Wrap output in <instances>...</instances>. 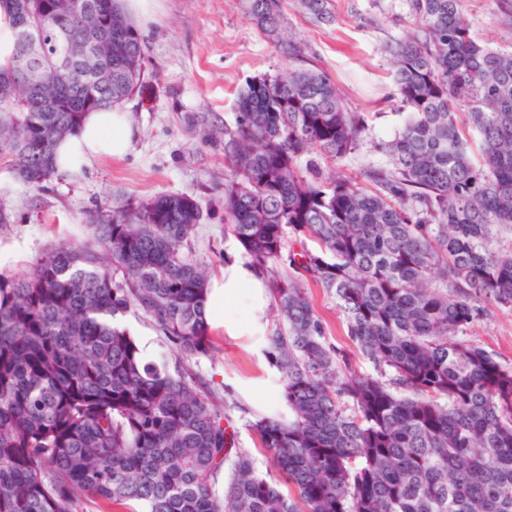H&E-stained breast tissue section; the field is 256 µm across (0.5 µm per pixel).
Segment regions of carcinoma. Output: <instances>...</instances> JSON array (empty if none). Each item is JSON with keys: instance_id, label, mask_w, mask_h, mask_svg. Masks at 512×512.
Here are the masks:
<instances>
[{"instance_id": "obj_1", "label": "carcinoma", "mask_w": 512, "mask_h": 512, "mask_svg": "<svg viewBox=\"0 0 512 512\" xmlns=\"http://www.w3.org/2000/svg\"><path fill=\"white\" fill-rule=\"evenodd\" d=\"M7 2L15 33L20 4L39 16L33 90L48 104L6 92L24 76L0 64V158L39 190L84 113L141 90L143 41L121 0ZM280 4L248 0L249 17L275 35ZM329 5L302 0L319 21ZM407 5L417 28L388 47L403 123L362 181L326 169L369 125L322 70L246 80L224 126V234L282 319L265 355L288 417L248 426L289 494L257 472L236 403L196 369L214 350L208 275L190 254L202 210L161 194L97 211L93 241L0 278V512H77L87 499L142 512H512V368L467 336L490 308L512 310V247L491 245L512 231V44L477 42L464 0ZM94 24L100 70L52 78ZM299 270L333 292L377 375L327 341ZM131 310L171 360L143 356L120 327Z\"/></svg>"}]
</instances>
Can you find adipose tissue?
<instances>
[{
  "label": "adipose tissue",
  "instance_id": "1",
  "mask_svg": "<svg viewBox=\"0 0 512 512\" xmlns=\"http://www.w3.org/2000/svg\"><path fill=\"white\" fill-rule=\"evenodd\" d=\"M134 129L127 112L114 107L83 114L72 133L63 137L55 150L54 167L67 173L104 157L124 156L131 148ZM267 301L262 275L246 261L226 262L220 276L209 280L207 319L214 328L232 336H251L259 331L260 315ZM248 308L251 316L240 320L231 315L232 305Z\"/></svg>",
  "mask_w": 512,
  "mask_h": 512
}]
</instances>
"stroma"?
Instances as JSON below:
<instances>
[{"instance_id":"obj_1","label":"stroma","mask_w":512,"mask_h":512,"mask_svg":"<svg viewBox=\"0 0 512 512\" xmlns=\"http://www.w3.org/2000/svg\"><path fill=\"white\" fill-rule=\"evenodd\" d=\"M475 39L493 48L512 43V20L498 0H465ZM138 22L147 67L144 89L123 103L135 129L131 151L58 176L42 189L28 188L0 159V277L25 274L48 250L83 244L91 237L86 215L102 207L137 205L164 193L183 194L200 205L203 218L191 239L193 255L215 276L224 262L241 257L224 234L216 199L224 189V140L215 128L232 123L234 101L246 79L275 76L288 67L327 72L347 107L365 116L370 135L339 167L352 178L385 162L378 145L400 128L387 46L414 29L405 0H331L333 22L314 19L301 0H282L283 33L300 52L287 58L249 17L247 0H148ZM328 342L344 349L359 371L373 373L351 343L335 296L306 285ZM277 324L274 307L263 318L264 335L231 336L212 330L215 350L199 370L217 396L235 401L240 447L251 451L260 471L268 462L246 425L255 414H287L276 370L265 356L266 335ZM471 338L501 364L512 367V310L490 309Z\"/></svg>"}]
</instances>
